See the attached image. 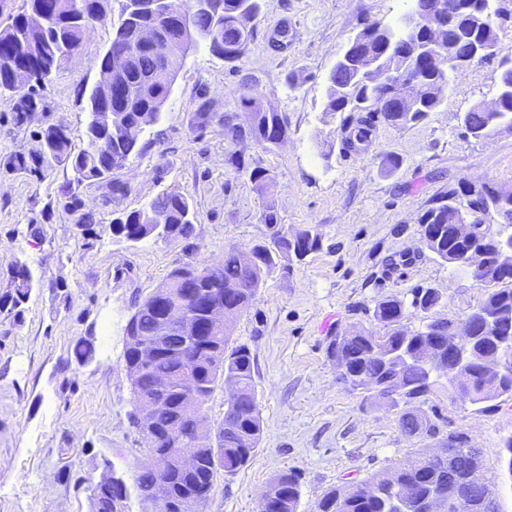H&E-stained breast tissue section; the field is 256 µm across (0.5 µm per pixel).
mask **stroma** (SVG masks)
I'll return each mask as SVG.
<instances>
[{
	"mask_svg": "<svg viewBox=\"0 0 512 512\" xmlns=\"http://www.w3.org/2000/svg\"><path fill=\"white\" fill-rule=\"evenodd\" d=\"M497 5L504 12L498 55L454 73L438 111L403 127L378 124L358 153L344 150L341 118L325 111L327 77L365 23L396 24L412 0H262L238 61H224L198 41L177 71L156 132L142 135L140 153L117 172L127 188L118 198L115 180L80 184L63 167L19 175L7 161L35 148V131L50 124L66 126L82 146L83 92L99 77L120 0H110L105 20L90 25L80 49L37 89L39 106L27 120H18L13 103H0V291L14 260L39 278L22 322L0 315V512H90V488L107 470L133 480L145 456L129 421L133 391L123 360L132 302L184 263L217 265L225 248L262 241L260 214L270 200L282 224L318 233L322 247L291 270L272 271L233 321V342L255 356L263 435L247 466L217 475L201 512H261L263 491L285 471L300 477L298 512H316L329 489L436 448L452 430L480 449L499 512H512V452L505 446L512 397L481 409L438 376L435 394L420 408L439 433L410 439L397 426L399 407L345 388L326 352L330 337L349 323L379 330L378 302L409 299L411 288L437 289L441 299L428 311L408 308V331L439 318L462 320L482 299L467 274L426 250L419 219L430 199L463 180L512 190V126L475 139L461 123L475 104L493 105L499 62L512 56V0ZM283 25L290 42L279 49L271 39ZM247 88L285 113L288 137L279 146L225 140L224 115ZM203 106L215 118L201 130L193 115ZM238 150L266 170L270 195L249 171L225 165ZM394 158L400 165L393 170ZM164 191L191 199V242L131 245L112 235V218ZM73 194L95 213L93 233L67 210ZM408 253L416 261L388 266V258ZM82 337L97 350L86 364L73 354Z\"/></svg>",
	"mask_w": 512,
	"mask_h": 512,
	"instance_id": "obj_1",
	"label": "stroma"
}]
</instances>
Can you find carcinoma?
I'll use <instances>...</instances> for the list:
<instances>
[{
	"label": "carcinoma",
	"mask_w": 512,
	"mask_h": 512,
	"mask_svg": "<svg viewBox=\"0 0 512 512\" xmlns=\"http://www.w3.org/2000/svg\"><path fill=\"white\" fill-rule=\"evenodd\" d=\"M63 13L45 29L38 40L26 36L25 14L15 16L0 29V60L10 61L15 70L0 69V102L19 101V119L36 111L33 89L51 80L63 62L83 42L88 16L102 0H60ZM455 25L449 43L456 48V58L470 56L476 45L491 48L494 55L499 42L500 26L485 20L481 9L492 11L491 0H455ZM140 0H122V21L115 30L111 46L131 54V62L121 81L125 95L112 99V112L121 113L141 130L161 121L178 67L197 40L203 38L208 17L199 19V32L192 35L173 27L163 18L164 11L149 13L138 9ZM222 10L221 31L209 41L210 51L235 61L245 52L253 35V23L260 14L261 0H218ZM154 27L169 37L181 53L161 64L149 48L140 44L138 33ZM356 53L347 62L335 64L327 77L325 112L343 113L341 129L348 131L344 144L348 149L367 141L384 122L400 127L420 120L441 104L440 93L449 84L450 69L446 61L434 63L429 52H418L400 41L401 28L369 22L355 35ZM379 59L394 67L399 75L370 84L358 71L366 58ZM31 73L25 87L15 84L17 71ZM88 121L84 130L85 147L76 151L70 134L62 125H49L38 135L45 140L39 154L18 152L12 160L17 171L42 175L57 166L71 168L77 182H96L123 168L136 150L137 141H120L102 131L105 103L95 92L86 98ZM238 104L250 112L246 127L233 123L234 115L224 114V136L232 142H251L263 149L277 145V139L288 136L286 116L273 106H266L250 91L241 93ZM501 124L512 126V58L501 63L497 105L487 111L475 105L465 115V129L475 139H482ZM230 168L251 169L250 176L259 186L269 180L261 168H250L241 152L226 158ZM467 198L468 211L457 205L459 197ZM78 214L76 224L87 231L95 223L92 212L82 211L79 198L67 202ZM466 213L472 224L481 228V237L472 241L455 234L456 219ZM499 218L500 228L492 230L485 219L489 213ZM262 223L268 239L247 251L236 247L224 250V262L218 266L187 264L172 270L161 287L167 294H149L132 304V312L124 328L125 335L136 336L140 343L153 342L158 325L168 306L186 298L184 291L208 298L234 315L246 311L264 278L283 261L302 262L320 248V237L310 229L288 231L280 224L277 208L266 204ZM195 211L189 198L172 192L159 193L150 203L112 219V234L130 244L151 237L188 241L194 234ZM420 235L426 248L441 261L462 267L472 251L486 256V271L477 285L483 297L477 305L481 312L493 317L492 324L476 316L471 321L470 339L460 344L452 332L454 321L441 318L423 329L408 333L402 328L406 304L398 298H387L377 304L373 316L386 332L375 335L358 324L336 332L327 346V355L336 362L339 379L352 391H361L408 406L398 416V426L408 438L436 433L432 420L411 405L432 392L435 372L458 366L462 377V396L474 404L512 396V374L498 372L490 357L503 340L512 337V268L497 264V255L512 246V192L489 184L476 187L463 182L448 193L429 201L420 218ZM9 288L0 292V315L15 321L24 317V304L35 287V275L27 263L15 260L9 268ZM411 305L422 310L435 307L440 294L435 288L411 290ZM75 357L86 363L95 358L92 340L80 339L73 349ZM125 368L137 367L139 379L133 386L134 399L154 397L160 406L154 413L151 428L140 433L148 454L166 455L181 448L194 451L197 465L181 471L167 469L157 476L138 472L134 488L141 501L159 496L178 501L189 495L206 494L214 484L218 471L231 476L246 466L256 455L262 438V420L255 390V360L250 349L231 339V325L214 333L206 332L185 345L174 340L173 348H164L148 362L139 361L136 348L125 344ZM190 368L200 390L201 403H206L215 389L232 381L235 392L224 409V419L206 437L199 436L194 424L182 419V385L180 374ZM170 379L169 389L158 394L154 383L159 377ZM481 451L469 444L459 431L448 432L441 452L435 456L420 453L391 469L378 471L359 482L341 484L323 495L317 512H427L430 497L446 496L458 484L468 486L469 495L459 512H498L495 500L484 487L473 482V474L482 470ZM269 486L275 489L270 512H297L300 501L299 477L285 471L274 477ZM112 481H100L90 489L92 512H114Z\"/></svg>",
	"instance_id": "cac0c4a2"
}]
</instances>
